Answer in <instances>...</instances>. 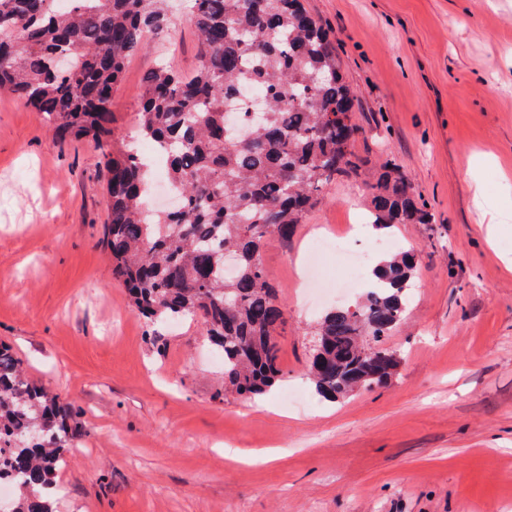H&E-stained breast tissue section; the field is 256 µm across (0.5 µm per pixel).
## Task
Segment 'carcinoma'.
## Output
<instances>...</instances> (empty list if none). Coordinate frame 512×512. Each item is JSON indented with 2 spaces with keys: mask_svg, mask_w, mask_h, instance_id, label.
I'll return each mask as SVG.
<instances>
[{
  "mask_svg": "<svg viewBox=\"0 0 512 512\" xmlns=\"http://www.w3.org/2000/svg\"><path fill=\"white\" fill-rule=\"evenodd\" d=\"M165 0H0V91L52 117L63 140L90 137L107 171L104 245L138 314L151 322L194 317L224 358V389L249 397L284 376L274 340L285 310L261 259L288 240L339 176L357 173L354 91L329 32L301 0H189L200 68L164 63L143 78L137 141L159 147L182 208L153 212L147 159L112 129V97L147 35L168 27ZM262 88L266 112L243 141L224 139L226 110ZM371 224H427L424 204L397 165L366 183ZM406 250L371 270L350 307L318 322L316 392L338 400L388 383L399 365L384 339L402 320L415 271ZM58 395L29 380L0 345V482L6 512H53L65 453L82 432Z\"/></svg>",
  "mask_w": 512,
  "mask_h": 512,
  "instance_id": "cac0c4a2",
  "label": "carcinoma"
}]
</instances>
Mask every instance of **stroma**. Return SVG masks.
Masks as SVG:
<instances>
[{
    "label": "stroma",
    "instance_id": "obj_1",
    "mask_svg": "<svg viewBox=\"0 0 512 512\" xmlns=\"http://www.w3.org/2000/svg\"><path fill=\"white\" fill-rule=\"evenodd\" d=\"M357 90L356 175L328 186L262 261L286 314L282 382L224 389L192 318L139 316L101 244L106 173L91 138L61 140L0 92V342L84 430L56 512H512V0H304ZM200 58L185 0L128 63L113 128L136 132L142 76ZM392 162L431 217L367 223L365 184ZM413 249L412 302L386 340L392 380L336 402L305 376L319 317L364 280L307 286L315 239Z\"/></svg>",
    "mask_w": 512,
    "mask_h": 512
}]
</instances>
